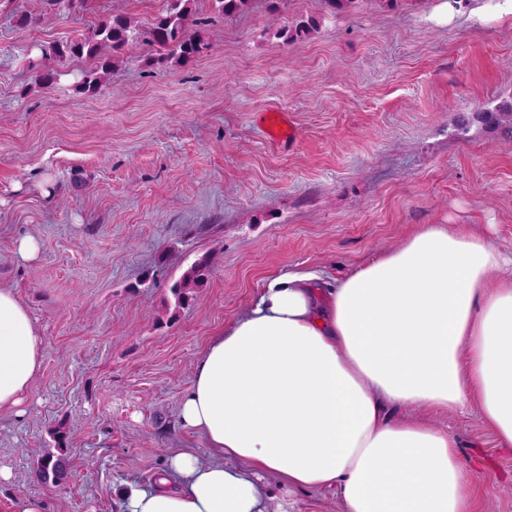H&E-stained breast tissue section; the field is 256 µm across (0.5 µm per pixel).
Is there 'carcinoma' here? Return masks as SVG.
Segmentation results:
<instances>
[{"label": "carcinoma", "mask_w": 512, "mask_h": 512, "mask_svg": "<svg viewBox=\"0 0 512 512\" xmlns=\"http://www.w3.org/2000/svg\"><path fill=\"white\" fill-rule=\"evenodd\" d=\"M195 0H167L166 8L158 14L150 26L141 29L125 13L116 12L101 21L90 35L51 45L48 48L38 46L42 56H53L60 61L89 57L97 59L96 67L85 71L76 83L81 93L93 94L97 91L101 78L112 70V58L120 56L131 43L141 42L156 49L159 55L151 58L155 64H164L170 60L187 62L193 60L207 49L197 26L200 18L194 13ZM251 0H212L215 13L231 18L245 12ZM318 27V21L311 18L298 21L294 27L278 33L288 44L301 40ZM486 128H496L503 124L512 130V96L500 100L492 107H484L472 112L471 116H461L458 129L465 134L473 123ZM211 260L205 255L197 259L171 287V291L182 306L189 302L194 293L204 287L208 281ZM56 452L45 456L40 465V477L44 481L57 482L66 474V435L61 431L54 434Z\"/></svg>", "instance_id": "obj_1"}]
</instances>
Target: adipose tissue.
I'll list each match as a JSON object with an SVG mask.
<instances>
[{
    "instance_id": "obj_1",
    "label": "adipose tissue",
    "mask_w": 512,
    "mask_h": 512,
    "mask_svg": "<svg viewBox=\"0 0 512 512\" xmlns=\"http://www.w3.org/2000/svg\"><path fill=\"white\" fill-rule=\"evenodd\" d=\"M45 339L0 285V413L43 368ZM477 408L512 448V255L468 224H417L337 284L269 278L210 336L172 449L116 512H270L268 480L331 490L342 512H478L482 484L435 413Z\"/></svg>"
}]
</instances>
